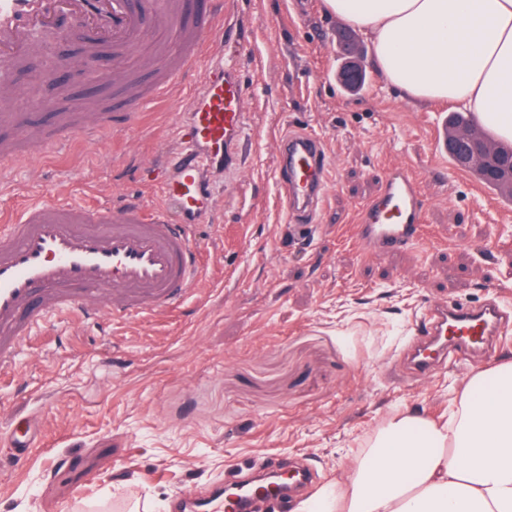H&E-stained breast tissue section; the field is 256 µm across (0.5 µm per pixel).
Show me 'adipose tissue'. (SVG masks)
I'll return each mask as SVG.
<instances>
[{
    "mask_svg": "<svg viewBox=\"0 0 512 512\" xmlns=\"http://www.w3.org/2000/svg\"><path fill=\"white\" fill-rule=\"evenodd\" d=\"M411 101L463 107L512 145V0H323ZM451 423L395 415L297 512H512V362L474 373Z\"/></svg>",
    "mask_w": 512,
    "mask_h": 512,
    "instance_id": "ef3b65f1",
    "label": "adipose tissue"
}]
</instances>
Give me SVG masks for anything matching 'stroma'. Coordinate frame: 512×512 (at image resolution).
<instances>
[{
  "label": "stroma",
  "instance_id": "stroma-1",
  "mask_svg": "<svg viewBox=\"0 0 512 512\" xmlns=\"http://www.w3.org/2000/svg\"><path fill=\"white\" fill-rule=\"evenodd\" d=\"M230 2L253 151L224 189L219 224L197 227L206 277L174 314L77 330L52 322L23 339L28 383L0 377V431L19 418L47 442L19 469L0 468V512H129L136 502L170 512L175 497L269 454L309 464L324 486L345 479L388 417L448 421L474 370L512 362L510 342L422 384L405 368L428 304H480L492 280V297L512 309V201L439 153L453 105L403 99L373 66L364 89L347 92L336 79L342 21L322 0ZM177 120L155 102L96 146L42 158L37 186L15 167L0 212L45 191L158 200L138 165L173 148ZM289 131L322 138L332 160L322 221L304 240L270 151ZM393 162L420 176L429 234L367 256L350 228Z\"/></svg>",
  "mask_w": 512,
  "mask_h": 512
}]
</instances>
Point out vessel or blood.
<instances>
[{
	"mask_svg": "<svg viewBox=\"0 0 512 512\" xmlns=\"http://www.w3.org/2000/svg\"><path fill=\"white\" fill-rule=\"evenodd\" d=\"M87 33L88 61L108 47L114 62L150 40L158 26L170 39L155 54L150 72L118 78L107 74L115 105L90 112H64L57 99L40 100L55 110L53 128L35 133L28 116L0 113V173L33 154L65 150L74 136L94 140L119 119L176 92L183 77L200 72V83L175 125L178 147L146 168L159 174L161 205L129 200L118 206L69 201H37L19 219L0 226V376L14 374L22 337L55 318L71 325L98 322L103 311L113 320L172 311L203 279L206 263L193 230L213 214L217 175L242 166L248 89L235 66L208 52L224 36V0H0V67L24 63L45 37L64 34L61 19ZM283 207L298 233H308L328 185L330 158L320 137L293 132L275 145ZM426 200L416 176L393 163L382 174L377 195L358 213L354 238L359 249L381 256L408 248L425 234ZM512 332V311L494 302L468 306L428 305L408 348L415 379L439 366L490 356ZM0 444L14 458L42 447L30 428L0 433ZM261 467L295 471L299 487L313 483L310 472L288 458L268 456ZM184 512H253L250 498L229 502L223 485L209 493L180 498Z\"/></svg>",
	"mask_w": 512,
	"mask_h": 512,
	"instance_id": "1",
	"label": "vessel or blood"
}]
</instances>
